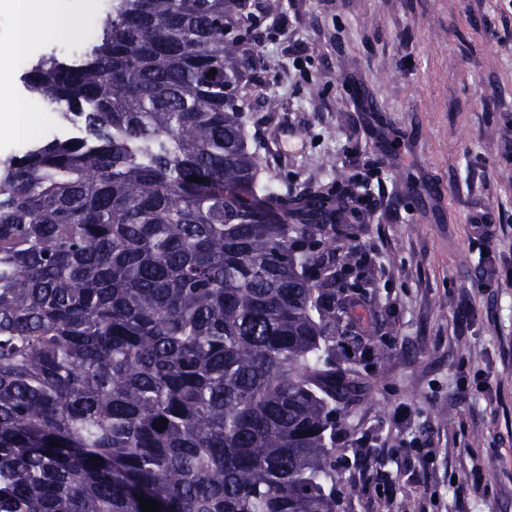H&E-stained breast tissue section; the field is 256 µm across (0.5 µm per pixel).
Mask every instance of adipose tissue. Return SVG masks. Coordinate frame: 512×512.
<instances>
[{
  "label": "adipose tissue",
  "mask_w": 512,
  "mask_h": 512,
  "mask_svg": "<svg viewBox=\"0 0 512 512\" xmlns=\"http://www.w3.org/2000/svg\"><path fill=\"white\" fill-rule=\"evenodd\" d=\"M0 8L17 21L12 52L0 53V82L5 84L24 59L36 35L47 34L58 28V5L57 0H0Z\"/></svg>",
  "instance_id": "ef3b65f1"
}]
</instances>
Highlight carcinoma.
Here are the masks:
<instances>
[{
    "instance_id": "1",
    "label": "carcinoma",
    "mask_w": 512,
    "mask_h": 512,
    "mask_svg": "<svg viewBox=\"0 0 512 512\" xmlns=\"http://www.w3.org/2000/svg\"><path fill=\"white\" fill-rule=\"evenodd\" d=\"M246 9L112 0L23 73L86 135L0 159V512H336L355 184L261 178L237 87L276 63L240 54Z\"/></svg>"
}]
</instances>
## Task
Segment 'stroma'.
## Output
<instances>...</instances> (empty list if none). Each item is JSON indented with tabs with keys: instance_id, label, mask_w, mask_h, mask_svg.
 <instances>
[{
	"instance_id": "stroma-1",
	"label": "stroma",
	"mask_w": 512,
	"mask_h": 512,
	"mask_svg": "<svg viewBox=\"0 0 512 512\" xmlns=\"http://www.w3.org/2000/svg\"><path fill=\"white\" fill-rule=\"evenodd\" d=\"M112 0H59L65 23L30 57L91 43ZM245 109L265 178L294 192L335 169L368 177L370 196L338 247L369 261L366 302L340 295L384 358L336 346L358 376L336 432L337 512H512V278L477 290L474 217L512 261V6L507 0H278L256 22ZM320 85L310 94L311 85ZM28 139L82 134L58 125L12 77ZM487 371L495 395L461 393V371ZM433 450L410 451L411 439Z\"/></svg>"
}]
</instances>
